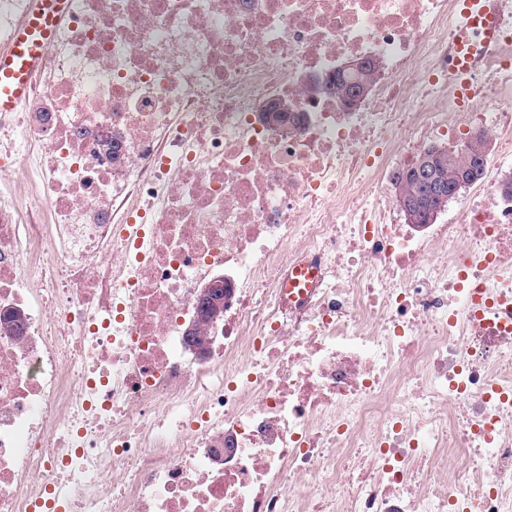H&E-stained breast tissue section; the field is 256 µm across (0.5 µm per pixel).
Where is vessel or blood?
Instances as JSON below:
<instances>
[{"label": "vessel or blood", "mask_w": 512, "mask_h": 512, "mask_svg": "<svg viewBox=\"0 0 512 512\" xmlns=\"http://www.w3.org/2000/svg\"><path fill=\"white\" fill-rule=\"evenodd\" d=\"M69 0H32L30 10L12 42L0 47V113L18 111L27 101L30 78L50 44L54 30L66 18ZM462 29L458 52L450 69L460 87H467L474 52L471 34L493 40L498 27L491 0H461Z\"/></svg>", "instance_id": "1"}]
</instances>
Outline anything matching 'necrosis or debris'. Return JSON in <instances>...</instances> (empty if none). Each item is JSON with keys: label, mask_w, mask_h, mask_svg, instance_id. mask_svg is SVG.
Wrapping results in <instances>:
<instances>
[{"label": "necrosis or debris", "mask_w": 512, "mask_h": 512, "mask_svg": "<svg viewBox=\"0 0 512 512\" xmlns=\"http://www.w3.org/2000/svg\"><path fill=\"white\" fill-rule=\"evenodd\" d=\"M496 6L467 106L459 0H73L0 114V512H512V327L470 318L512 306ZM353 59L357 105L315 89ZM467 134L483 182L400 223L393 170ZM371 70V66H368V69L365 72V64L363 62L351 61L348 62L344 66V72H349L354 78L351 84L350 91L345 94V97L349 100L350 103L359 102L367 93L369 88V83L365 81V79L361 78V75L369 77ZM343 72V73H344Z\"/></svg>", "instance_id": "1"}]
</instances>
